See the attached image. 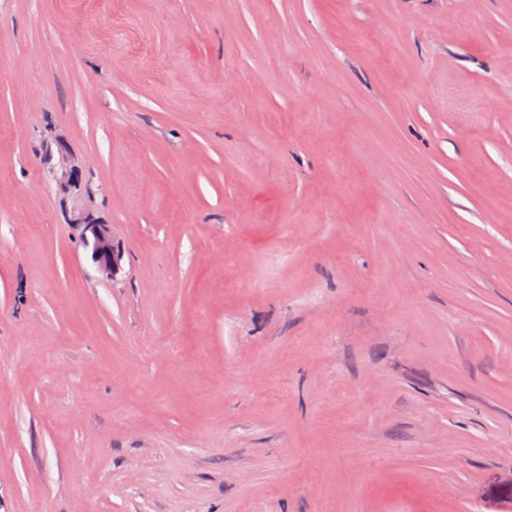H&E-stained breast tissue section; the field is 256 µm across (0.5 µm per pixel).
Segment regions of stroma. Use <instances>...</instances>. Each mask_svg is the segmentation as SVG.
<instances>
[{"label":"stroma","mask_w":512,"mask_h":512,"mask_svg":"<svg viewBox=\"0 0 512 512\" xmlns=\"http://www.w3.org/2000/svg\"><path fill=\"white\" fill-rule=\"evenodd\" d=\"M0 512H512V0H0ZM83 245L90 249L91 259L106 279L115 278L121 271L122 251L114 242L109 225L101 224L89 214L72 224Z\"/></svg>","instance_id":"1"}]
</instances>
